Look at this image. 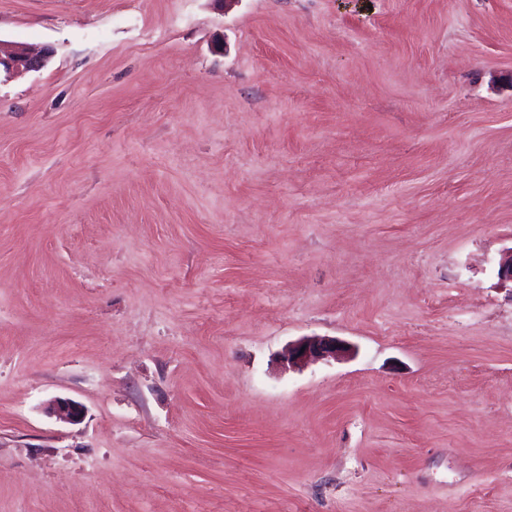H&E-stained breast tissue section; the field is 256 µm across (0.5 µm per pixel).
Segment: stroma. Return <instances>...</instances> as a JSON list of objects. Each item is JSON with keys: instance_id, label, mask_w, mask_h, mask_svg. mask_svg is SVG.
Segmentation results:
<instances>
[{"instance_id": "1", "label": "stroma", "mask_w": 512, "mask_h": 512, "mask_svg": "<svg viewBox=\"0 0 512 512\" xmlns=\"http://www.w3.org/2000/svg\"><path fill=\"white\" fill-rule=\"evenodd\" d=\"M0 41L55 49L0 78V512H512V0ZM314 335L353 351L280 363ZM51 412L60 420L68 423H78L84 416V406L70 398L56 397L50 402Z\"/></svg>"}]
</instances>
